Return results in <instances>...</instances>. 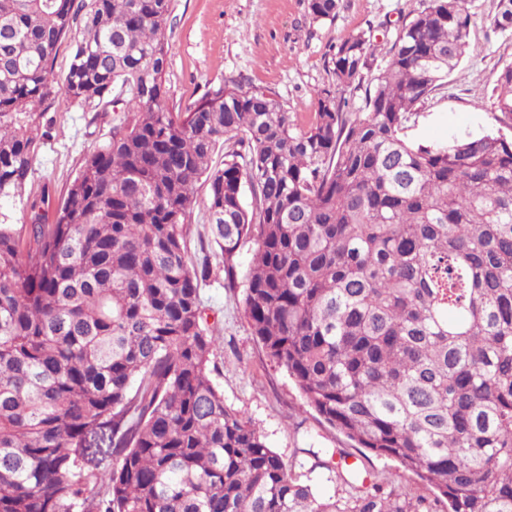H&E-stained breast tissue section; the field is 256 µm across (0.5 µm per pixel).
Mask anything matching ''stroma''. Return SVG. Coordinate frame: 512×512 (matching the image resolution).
<instances>
[{
  "label": "stroma",
  "instance_id": "stroma-1",
  "mask_svg": "<svg viewBox=\"0 0 512 512\" xmlns=\"http://www.w3.org/2000/svg\"><path fill=\"white\" fill-rule=\"evenodd\" d=\"M423 0H340L335 19L313 21L308 0H171L166 37L167 105L185 112L206 92L233 81L274 93L291 119L308 125L317 93L332 82L330 60L345 37L370 33L374 68L384 66L402 25ZM498 0H470L472 52L417 107L409 130L420 143L446 142L497 132L512 137V126L496 121L492 92L502 68L512 62V35L494 29ZM113 115L93 113L56 96L48 112L35 119L49 127L40 140L27 192L49 189L59 202L85 156L105 142ZM208 187L196 185V204L186 226L189 257L205 260L210 275L200 286L205 326L215 341L212 375L228 406L239 411L263 435L269 448L296 464L301 451L341 452L346 464L366 473L384 490L399 489L410 499H429L422 481L391 458L353 446L315 411L305 406L285 369L271 364L243 314L253 253L244 245L237 257V285H224V265L214 245L206 213Z\"/></svg>",
  "mask_w": 512,
  "mask_h": 512
}]
</instances>
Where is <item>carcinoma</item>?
I'll return each instance as SVG.
<instances>
[{"label": "carcinoma", "instance_id": "1", "mask_svg": "<svg viewBox=\"0 0 512 512\" xmlns=\"http://www.w3.org/2000/svg\"><path fill=\"white\" fill-rule=\"evenodd\" d=\"M308 9L332 20L338 0ZM169 14L0 0V199L22 194L49 134L34 115L57 95L108 112L118 88L130 113L55 210L43 193L20 229L0 216V512H432L352 468L326 495L224 403L208 263L184 241L201 179L224 287L253 242L244 313L305 404L448 512H512V138L407 136L470 50L468 0H423L368 83L370 37L343 39L306 127L238 83L169 111ZM494 27L512 32V0ZM351 87L357 112L337 95ZM493 99L512 121V63ZM106 432L112 470L95 473L88 438Z\"/></svg>", "mask_w": 512, "mask_h": 512}]
</instances>
